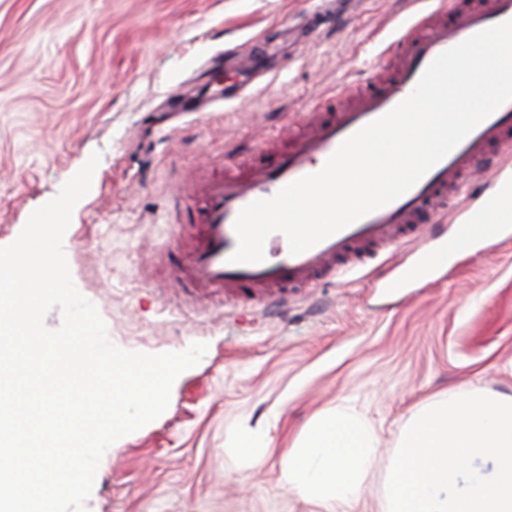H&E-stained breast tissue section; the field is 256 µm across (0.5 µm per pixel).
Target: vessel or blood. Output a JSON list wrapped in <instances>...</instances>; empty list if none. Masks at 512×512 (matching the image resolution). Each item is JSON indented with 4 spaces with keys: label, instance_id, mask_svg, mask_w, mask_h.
I'll list each match as a JSON object with an SVG mask.
<instances>
[{
    "label": "vessel or blood",
    "instance_id": "vessel-or-blood-1",
    "mask_svg": "<svg viewBox=\"0 0 512 512\" xmlns=\"http://www.w3.org/2000/svg\"><path fill=\"white\" fill-rule=\"evenodd\" d=\"M511 20L512 0H459L452 8L447 0H438L435 8L417 15L395 42L390 53L396 61L392 76L374 74L368 90L359 85L344 89L348 103L342 107L335 96L320 97L305 118L289 121V144L284 150L244 166L237 156L225 155L223 175L202 179L197 185L202 208L195 227L196 244L180 286L237 294L254 302L281 300L288 289L335 273L338 261H347L352 268L361 264L364 248L415 241L416 260L406 274L410 282L425 278L449 253L468 248L466 224H458L452 232L445 225L448 207L466 194L467 176L484 177L488 189L497 188L500 153L512 147V100L392 203L300 254H291L286 236L276 232L265 242L264 262L228 261L237 247L234 221L243 207L320 171L346 138L403 101L439 54Z\"/></svg>",
    "mask_w": 512,
    "mask_h": 512
}]
</instances>
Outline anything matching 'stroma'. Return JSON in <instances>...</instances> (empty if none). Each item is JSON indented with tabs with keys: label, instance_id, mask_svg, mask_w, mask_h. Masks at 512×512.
Segmentation results:
<instances>
[{
	"label": "stroma",
	"instance_id": "35a3bbf8",
	"mask_svg": "<svg viewBox=\"0 0 512 512\" xmlns=\"http://www.w3.org/2000/svg\"><path fill=\"white\" fill-rule=\"evenodd\" d=\"M433 0H0V247L92 153L101 160L76 206L66 258L118 347L201 361L175 380L163 415L112 446L86 512H314L280 481L315 418L348 405L380 446L361 488L374 503L399 433L436 396L512 395V224L393 287L415 256L298 288L265 308L173 280L193 238L195 178L224 154L288 143L287 114L368 81L382 51ZM259 43L269 68L241 75L205 60ZM225 91L196 114L198 87ZM261 430L266 456L238 449Z\"/></svg>",
	"mask_w": 512,
	"mask_h": 512
}]
</instances>
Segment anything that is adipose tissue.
Listing matches in <instances>:
<instances>
[{
  "instance_id": "1",
  "label": "adipose tissue",
  "mask_w": 512,
  "mask_h": 512,
  "mask_svg": "<svg viewBox=\"0 0 512 512\" xmlns=\"http://www.w3.org/2000/svg\"><path fill=\"white\" fill-rule=\"evenodd\" d=\"M501 183L468 215L471 237L492 236L499 225L512 223V174H504ZM378 442L366 419L349 408L337 409L304 429L288 452L282 478L323 512H353Z\"/></svg>"
}]
</instances>
